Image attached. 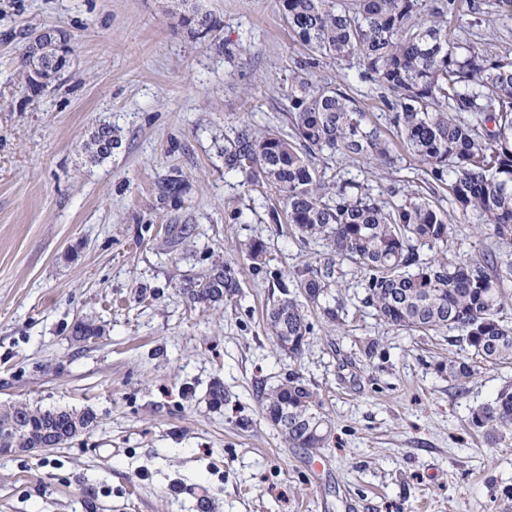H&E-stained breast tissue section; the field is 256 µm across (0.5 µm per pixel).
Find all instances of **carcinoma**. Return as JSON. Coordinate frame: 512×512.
I'll return each mask as SVG.
<instances>
[{
	"label": "carcinoma",
	"mask_w": 512,
	"mask_h": 512,
	"mask_svg": "<svg viewBox=\"0 0 512 512\" xmlns=\"http://www.w3.org/2000/svg\"><path fill=\"white\" fill-rule=\"evenodd\" d=\"M297 40L320 56L354 59L389 110L391 131L422 167L423 187L391 191L388 202L357 181L327 182L317 156L394 167L386 133L365 123V113L345 89L348 75L318 87L307 73L314 59L297 62L288 113L291 133L257 135L246 121L224 136V168L245 182L275 190L273 222H284L302 243L323 241L317 265L284 275L268 269L267 248L255 238L243 253L252 271L270 275L278 298L266 312L267 331L280 348L298 356L311 333L307 312L319 309L341 324L346 303L333 295L336 265L347 260L363 271L358 302L379 320L428 334L444 328L480 361L512 364V264L501 270L491 255L477 260L447 256L448 211L472 218L499 242L512 245V53L465 37L477 25L472 0H281ZM168 15L193 37L209 36L221 20L201 0H166ZM112 123L92 133L90 160L112 155ZM180 180L158 182L159 197H175ZM440 249L431 256L423 249ZM240 280L226 262L184 288L193 304L216 306L238 295ZM102 335L90 318L71 331L77 342ZM477 364L448 362V376L464 385ZM266 422L289 448L310 453L331 436L321 394L298 373L261 391ZM89 411L33 406L23 400L0 407V447L62 446L88 431ZM472 424L495 439L512 429V389L501 390L473 412Z\"/></svg>",
	"instance_id": "cac0c4a2"
}]
</instances>
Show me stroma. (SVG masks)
Returning <instances> with one entry per match:
<instances>
[{
	"mask_svg": "<svg viewBox=\"0 0 512 512\" xmlns=\"http://www.w3.org/2000/svg\"><path fill=\"white\" fill-rule=\"evenodd\" d=\"M205 6L222 28L196 40L160 0H0V406L96 416L61 447L0 456V512H502L512 433L488 442L471 416L512 388V365L480 366L458 385L449 361L474 354L456 330L384 324L358 303L363 273L347 261L342 324L312 312L297 357L268 335L272 281L232 245L264 240L270 269L284 273L324 247L269 221L274 192L225 170L224 135L242 119L257 132L286 125L290 76L309 51L279 0ZM48 27L70 35L72 52L37 90L22 53ZM343 72L367 123L387 127L356 60L323 58L310 78ZM103 121L119 138L94 164L88 143ZM393 151L391 169L338 158L317 167L384 195L421 177L401 145ZM169 175L181 191L163 199L156 184ZM490 250L512 261V248L453 221L449 255ZM222 261L239 295L191 306L186 284ZM85 317L103 334L74 341ZM291 373L324 399L332 433L320 454L285 447L262 415L260 390ZM216 381L228 397L219 409Z\"/></svg>",
	"mask_w": 512,
	"mask_h": 512,
	"instance_id": "35a3bbf8",
	"label": "stroma"
}]
</instances>
